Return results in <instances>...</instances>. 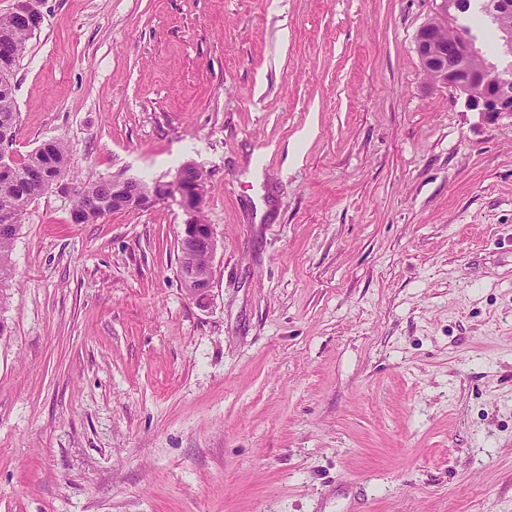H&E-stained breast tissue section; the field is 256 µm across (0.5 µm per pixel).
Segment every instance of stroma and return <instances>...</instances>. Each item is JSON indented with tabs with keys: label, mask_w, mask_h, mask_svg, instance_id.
I'll return each instance as SVG.
<instances>
[{
	"label": "stroma",
	"mask_w": 512,
	"mask_h": 512,
	"mask_svg": "<svg viewBox=\"0 0 512 512\" xmlns=\"http://www.w3.org/2000/svg\"><path fill=\"white\" fill-rule=\"evenodd\" d=\"M438 2L43 0L14 159L196 164L218 247L199 301L175 201L27 206L0 512H512V121L423 70Z\"/></svg>",
	"instance_id": "35a3bbf8"
}]
</instances>
